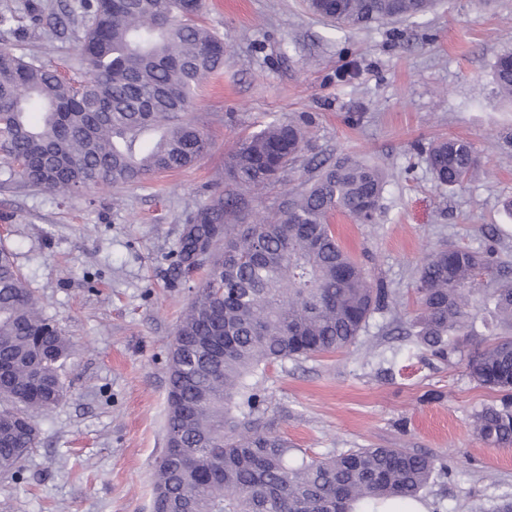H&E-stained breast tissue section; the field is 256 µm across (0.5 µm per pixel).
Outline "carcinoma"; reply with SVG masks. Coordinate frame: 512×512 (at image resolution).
I'll return each instance as SVG.
<instances>
[{
  "mask_svg": "<svg viewBox=\"0 0 512 512\" xmlns=\"http://www.w3.org/2000/svg\"><path fill=\"white\" fill-rule=\"evenodd\" d=\"M203 0H66L58 24L81 21L80 81L0 45V170L55 197L100 183L134 184L195 165L207 134L186 120L201 81L224 69V39L195 22ZM433 0H337L310 6L344 27L423 16ZM512 97V52L493 64ZM306 120H274L241 139L224 175L241 190L285 171L305 142ZM427 162L437 184L457 187L479 164L469 142H434ZM381 170L343 159L320 165L307 188L285 194L275 213L235 224L241 197L214 195L186 218L174 266L214 256L170 346L166 448L156 462L154 512H377L419 499L448 459L410 448H351L292 460L288 439L267 418L270 365L345 350L372 313L396 302L373 286L330 224L336 214L374 219ZM497 268L491 250L445 246L418 268L412 335L446 361L469 336L481 299L493 336L468 356L479 385L504 393L475 414L487 446L512 445V278L476 287ZM72 341L46 317L10 253L0 249V472L19 468L37 440L36 418L64 396L60 371Z\"/></svg>",
  "mask_w": 512,
  "mask_h": 512,
  "instance_id": "cac0c4a2",
  "label": "carcinoma"
}]
</instances>
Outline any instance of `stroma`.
<instances>
[{
    "label": "stroma",
    "instance_id": "35a3bbf8",
    "mask_svg": "<svg viewBox=\"0 0 512 512\" xmlns=\"http://www.w3.org/2000/svg\"><path fill=\"white\" fill-rule=\"evenodd\" d=\"M0 0V40L75 79L72 28L48 42L44 24ZM200 22L223 38L224 68L197 91L190 119L210 148L194 166L125 186L100 184L58 199L0 173V248L66 335L65 395L37 419L19 473H0V512H152L165 447L169 346L207 268L171 260L185 215L224 190V159L242 136L276 119L310 118L295 164L244 191L241 221L274 212L312 176L311 160L361 159L385 185L376 220L334 222L346 250L397 304L376 311L346 350L286 360L263 383L275 431L310 457L351 448H415L448 458V476L422 492L427 512H496L512 501V446L483 444L475 413L497 392L469 374L481 336H463L441 362L400 329L415 314L413 285L442 244L512 261V101L492 79L512 49V0H437L418 19L339 28L307 0H205ZM468 141L480 172L463 187L437 185L431 141Z\"/></svg>",
    "mask_w": 512,
    "mask_h": 512
}]
</instances>
